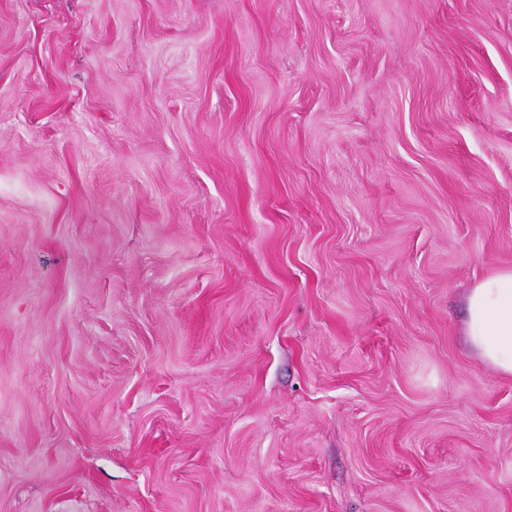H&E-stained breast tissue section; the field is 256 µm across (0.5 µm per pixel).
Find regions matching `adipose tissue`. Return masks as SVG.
<instances>
[{
    "label": "adipose tissue",
    "mask_w": 512,
    "mask_h": 512,
    "mask_svg": "<svg viewBox=\"0 0 512 512\" xmlns=\"http://www.w3.org/2000/svg\"><path fill=\"white\" fill-rule=\"evenodd\" d=\"M466 340L493 370L512 376V270L476 282L466 296Z\"/></svg>",
    "instance_id": "obj_1"
}]
</instances>
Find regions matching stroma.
Here are the masks:
<instances>
[{
  "mask_svg": "<svg viewBox=\"0 0 512 512\" xmlns=\"http://www.w3.org/2000/svg\"><path fill=\"white\" fill-rule=\"evenodd\" d=\"M512 0H0V512H512ZM464 336L493 370L512 376V270L476 282L466 295Z\"/></svg>",
  "mask_w": 512,
  "mask_h": 512,
  "instance_id": "1",
  "label": "stroma"
}]
</instances>
